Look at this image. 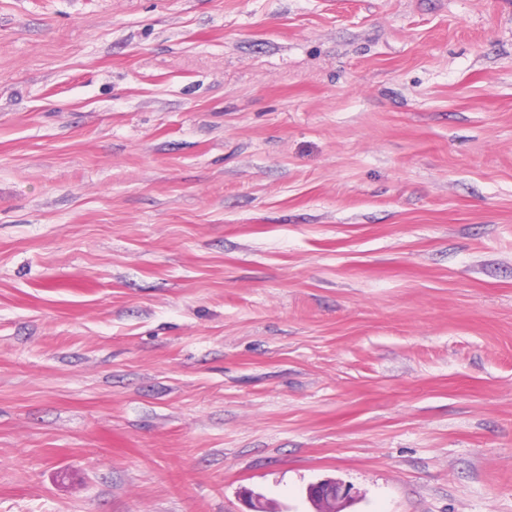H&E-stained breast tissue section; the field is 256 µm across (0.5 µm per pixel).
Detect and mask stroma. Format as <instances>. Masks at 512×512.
Masks as SVG:
<instances>
[{
  "instance_id": "1",
  "label": "stroma",
  "mask_w": 512,
  "mask_h": 512,
  "mask_svg": "<svg viewBox=\"0 0 512 512\" xmlns=\"http://www.w3.org/2000/svg\"><path fill=\"white\" fill-rule=\"evenodd\" d=\"M512 512V0H0V512ZM314 485L324 490L320 495L309 496L318 506V512H339L336 503H344L351 497V488L335 480L326 479Z\"/></svg>"
}]
</instances>
